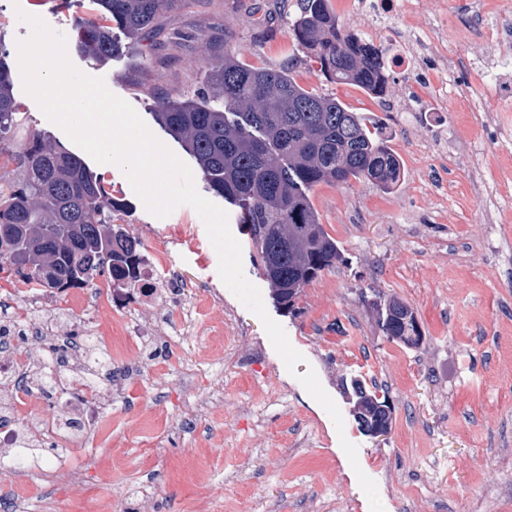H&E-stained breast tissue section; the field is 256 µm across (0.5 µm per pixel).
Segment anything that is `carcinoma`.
Returning a JSON list of instances; mask_svg holds the SVG:
<instances>
[{
  "label": "carcinoma",
  "instance_id": "carcinoma-1",
  "mask_svg": "<svg viewBox=\"0 0 512 512\" xmlns=\"http://www.w3.org/2000/svg\"><path fill=\"white\" fill-rule=\"evenodd\" d=\"M167 0H93L97 19L85 23L77 49L101 60L118 51L112 23L135 46ZM296 42L338 84L379 96L386 88L383 52L341 30L328 0H297ZM0 52V170L15 165V181L0 191V264L41 283L88 285L105 276L120 288L137 281L141 241L112 215L119 203L104 179L78 156L36 134L15 143L25 124L14 100L10 70ZM211 91L157 102L154 119L177 139L208 188L239 209L257 253L258 270L278 302L294 310L303 288L343 260L321 224L310 191L321 183L366 180L395 186L400 162L387 140L335 97L299 84L292 70L255 66L224 52ZM383 315L385 336L417 345L422 336L405 305ZM355 417L370 431L379 404L360 380L352 382Z\"/></svg>",
  "mask_w": 512,
  "mask_h": 512
}]
</instances>
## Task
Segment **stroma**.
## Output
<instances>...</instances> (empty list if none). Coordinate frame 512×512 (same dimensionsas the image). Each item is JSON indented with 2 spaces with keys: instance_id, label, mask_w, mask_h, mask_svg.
<instances>
[{
  "instance_id": "stroma-1",
  "label": "stroma",
  "mask_w": 512,
  "mask_h": 512,
  "mask_svg": "<svg viewBox=\"0 0 512 512\" xmlns=\"http://www.w3.org/2000/svg\"><path fill=\"white\" fill-rule=\"evenodd\" d=\"M411 18L423 32L444 15L440 43L458 58L445 90L438 61L390 72L383 95L330 82L297 45L296 0H171L160 11L159 41H144L137 62L79 53L78 22L94 19L90 0H0V45L13 92L41 134L75 155L83 150L51 123L22 88L17 42L29 34L17 10L65 34L83 73L105 77L147 127L156 97L193 96L225 53L260 66L294 65L301 85L336 96L381 128L403 175L383 191L366 181L323 183L310 193L343 263L306 285L287 311L255 267L237 209L223 197L242 247L246 278L261 291L304 363L288 372L260 320L223 284L218 256L196 210L151 215L119 167L96 161L121 205L116 219L144 252L168 257V307L185 321L164 324L165 308L139 309L155 337L113 360L116 384L101 437L67 448L80 478L72 493L51 468L0 472L5 512H371L357 475L378 486L384 512H512V112L495 103L512 71L480 81V61L512 36V0H487L470 17L464 0H422ZM415 314L422 341L384 336L377 302ZM314 369L344 418L331 417L304 389ZM378 385L391 405L386 435L366 433L353 415L352 379ZM358 447L350 464L342 446Z\"/></svg>"
}]
</instances>
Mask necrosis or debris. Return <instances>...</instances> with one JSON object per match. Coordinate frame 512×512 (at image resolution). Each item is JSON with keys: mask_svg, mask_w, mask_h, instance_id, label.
<instances>
[{"mask_svg": "<svg viewBox=\"0 0 512 512\" xmlns=\"http://www.w3.org/2000/svg\"><path fill=\"white\" fill-rule=\"evenodd\" d=\"M419 7L418 0H358L354 6V21L377 27L378 45L394 70H414L417 58L407 51L400 36L390 32V22ZM166 267L165 253L152 252L139 281L126 288L103 290L46 288L11 271L0 272V294L12 307L9 319L0 321V348L6 351L0 358L1 448L21 450L28 430L61 446L74 437L104 430L105 411L112 404L111 387H85L79 375L72 373L47 393L35 376L44 370L48 347L59 348L63 369L70 370L81 358V337L95 322V304L127 316L141 307L162 304L167 297ZM65 325L72 327L71 335H61Z\"/></svg>", "mask_w": 512, "mask_h": 512, "instance_id": "obj_1", "label": "necrosis or debris"}]
</instances>
